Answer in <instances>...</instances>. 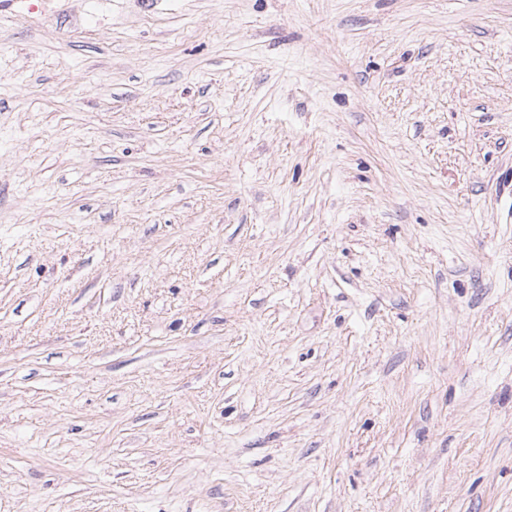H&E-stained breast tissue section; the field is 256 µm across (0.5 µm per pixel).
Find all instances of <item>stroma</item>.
<instances>
[{
    "label": "stroma",
    "mask_w": 512,
    "mask_h": 512,
    "mask_svg": "<svg viewBox=\"0 0 512 512\" xmlns=\"http://www.w3.org/2000/svg\"><path fill=\"white\" fill-rule=\"evenodd\" d=\"M0 512H512V0L0 11Z\"/></svg>",
    "instance_id": "35a3bbf8"
}]
</instances>
